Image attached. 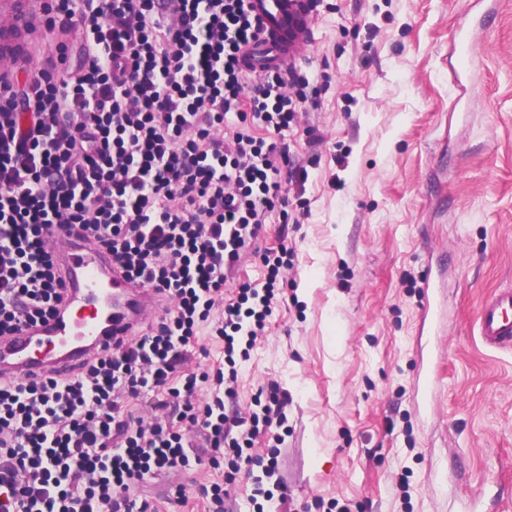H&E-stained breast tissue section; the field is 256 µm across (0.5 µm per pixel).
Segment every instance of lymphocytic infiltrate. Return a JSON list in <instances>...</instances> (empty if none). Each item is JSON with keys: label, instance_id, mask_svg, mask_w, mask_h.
Instances as JSON below:
<instances>
[{"label": "lymphocytic infiltrate", "instance_id": "obj_1", "mask_svg": "<svg viewBox=\"0 0 512 512\" xmlns=\"http://www.w3.org/2000/svg\"><path fill=\"white\" fill-rule=\"evenodd\" d=\"M63 30L81 27L66 80L0 73V336L55 316L65 276L51 245L61 227L105 246L128 280L166 307L135 339L73 375L0 381V512H153L133 489L201 459L239 470L280 420L227 412L235 354L266 327L290 252H262V288L224 287L256 241L289 176L255 123L289 127L297 100L280 68L245 69L261 24L250 0H44ZM224 361L179 370L201 331ZM156 392V417L123 400ZM202 430L203 449L186 430Z\"/></svg>", "mask_w": 512, "mask_h": 512}]
</instances>
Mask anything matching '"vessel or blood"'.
<instances>
[{"label":"vessel or blood","instance_id":"vessel-or-blood-1","mask_svg":"<svg viewBox=\"0 0 512 512\" xmlns=\"http://www.w3.org/2000/svg\"><path fill=\"white\" fill-rule=\"evenodd\" d=\"M262 34L248 50L256 56L274 49L279 61L292 56L296 43L309 35L306 0H250ZM58 255L68 278V292L57 315L25 324L0 336V377L31 382L73 370L116 336H133L142 308L155 300L151 289L127 281L112 268L109 253L92 243L57 235ZM481 342L493 349H512V289L498 291L477 319Z\"/></svg>","mask_w":512,"mask_h":512}]
</instances>
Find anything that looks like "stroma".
I'll use <instances>...</instances> for the list:
<instances>
[{
  "label": "stroma",
  "instance_id": "35a3bbf8",
  "mask_svg": "<svg viewBox=\"0 0 512 512\" xmlns=\"http://www.w3.org/2000/svg\"><path fill=\"white\" fill-rule=\"evenodd\" d=\"M290 129L251 126L297 179L264 248L292 245L233 408L288 395L276 468L201 464L143 482L155 512H512V350L478 337L512 288V0H312ZM59 74L83 34L32 36ZM302 211L300 223L287 220Z\"/></svg>",
  "mask_w": 512,
  "mask_h": 512
}]
</instances>
